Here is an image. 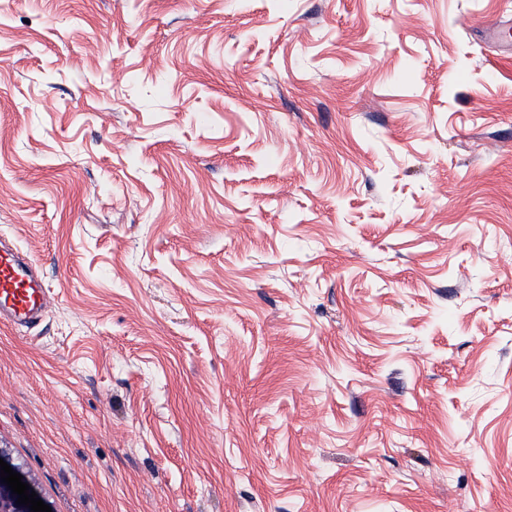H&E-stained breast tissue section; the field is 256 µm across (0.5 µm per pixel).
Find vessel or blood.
<instances>
[{
	"label": "vessel or blood",
	"instance_id": "vessel-or-blood-1",
	"mask_svg": "<svg viewBox=\"0 0 512 512\" xmlns=\"http://www.w3.org/2000/svg\"><path fill=\"white\" fill-rule=\"evenodd\" d=\"M47 302L48 289L36 263L17 247L0 241V322L32 323Z\"/></svg>",
	"mask_w": 512,
	"mask_h": 512
}]
</instances>
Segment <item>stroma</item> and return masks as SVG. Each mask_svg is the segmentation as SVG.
<instances>
[{"instance_id":"35a3bbf8","label":"stroma","mask_w":512,"mask_h":512,"mask_svg":"<svg viewBox=\"0 0 512 512\" xmlns=\"http://www.w3.org/2000/svg\"><path fill=\"white\" fill-rule=\"evenodd\" d=\"M512 0H5L0 450L52 512H512ZM48 289L37 264L17 247L0 240V322L29 324L47 306Z\"/></svg>"}]
</instances>
